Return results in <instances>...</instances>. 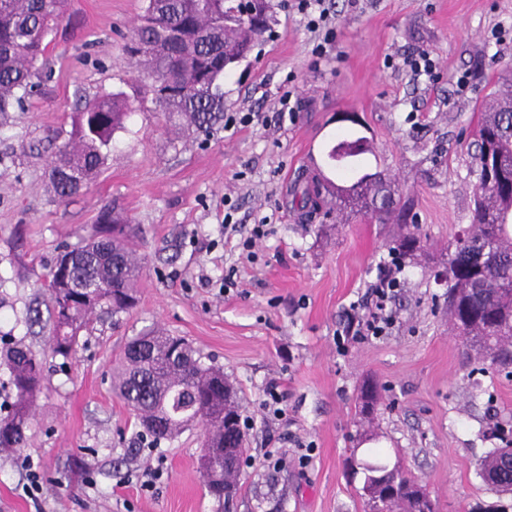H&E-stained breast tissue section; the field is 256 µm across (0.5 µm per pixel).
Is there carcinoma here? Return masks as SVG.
<instances>
[{
  "instance_id": "1",
  "label": "carcinoma",
  "mask_w": 512,
  "mask_h": 512,
  "mask_svg": "<svg viewBox=\"0 0 512 512\" xmlns=\"http://www.w3.org/2000/svg\"><path fill=\"white\" fill-rule=\"evenodd\" d=\"M67 0H0V113L13 112L35 94L47 63V37L57 27ZM269 20L257 26L243 16L238 0H145L143 15L126 53L142 66L152 100L166 121L182 122L192 135L206 137L224 112V64L242 58L243 44L259 40ZM133 111L123 93H103L77 112L67 141L48 160L49 184L59 200L77 194L104 165L116 131ZM367 140L351 135L339 140L327 158L354 173L353 197L336 188V212L357 209L380 223L400 226L395 252L406 258L427 253V246L411 230L414 215L409 201L387 207L377 196L392 190L380 171L367 173L358 153L344 150L347 142ZM491 151L490 183L474 185L471 224L448 246L443 262L448 282V321L463 343L495 361L512 357V84L477 131V150ZM130 221L104 211L94 234L77 247H67L49 268L44 287L49 293L52 320L49 347L67 362L76 352L80 333L96 309L116 316L132 309L141 262L128 245ZM486 256L475 269L472 256ZM0 367L9 373L14 401L0 417V450L26 446L33 403L42 393V363L26 347L0 349ZM112 391L132 410L153 442L168 441L186 427L203 430L208 458L201 467L206 486L219 506L237 494L241 462L239 406L224 377V368L206 363L199 351L178 336L152 329L134 338L112 362ZM505 455L495 448L478 467V474L502 471L512 485V469L501 470ZM396 493L389 495L387 512H408L417 506V479L400 460Z\"/></svg>"
}]
</instances>
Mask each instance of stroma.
Masks as SVG:
<instances>
[{
  "label": "stroma",
  "instance_id": "obj_1",
  "mask_svg": "<svg viewBox=\"0 0 512 512\" xmlns=\"http://www.w3.org/2000/svg\"><path fill=\"white\" fill-rule=\"evenodd\" d=\"M331 2L333 36L320 54L294 0H270L271 34L224 74L230 125L201 141L179 137L133 86L138 65L123 47L144 0H70L51 79L0 117V348L24 343L46 365L27 446L0 455V512H217L198 468L201 428L149 448L112 393L113 360L151 327L223 366L238 392L249 463L234 512H363L352 464L371 460L375 447L399 454L438 512L495 501L477 463L500 445L491 430L512 425V375L479 360L450 329L434 260L471 219L470 142L482 99L512 71V0ZM420 49L434 58L436 81L404 67ZM465 73L470 88L461 93ZM118 91L133 112L106 163L79 193L56 199L51 153L80 107ZM288 92L298 101L293 122L279 112ZM342 113L356 123L339 121ZM347 132L369 138L367 166L412 199L432 258L407 260L388 336L340 354L345 311L396 232L368 217L339 223L293 199L317 178L343 184L326 152ZM106 209L135 227L137 303L94 320L63 365L46 345L49 320L30 325L28 310L46 308L49 265ZM230 222L263 225L266 235L246 251ZM229 272L235 285L224 293ZM369 380L383 394L370 445L354 409ZM273 383L286 395L284 414L267 419L261 402ZM272 448L284 452L283 465L265 461ZM156 465L164 475L144 489L142 472Z\"/></svg>",
  "mask_w": 512,
  "mask_h": 512
}]
</instances>
